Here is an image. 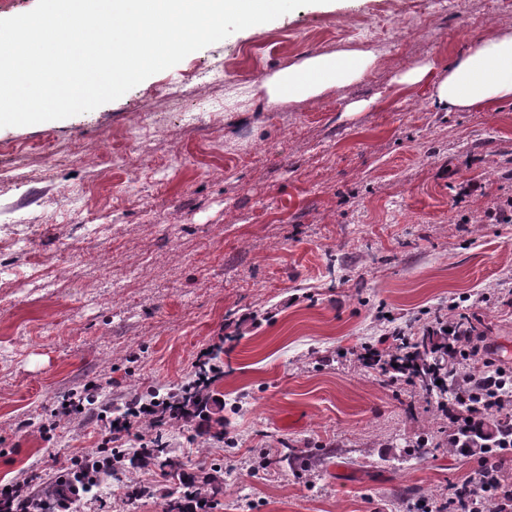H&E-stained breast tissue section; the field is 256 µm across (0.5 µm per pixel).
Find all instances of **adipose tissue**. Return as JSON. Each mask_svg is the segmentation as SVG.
I'll list each match as a JSON object with an SVG mask.
<instances>
[{"label":"adipose tissue","mask_w":512,"mask_h":512,"mask_svg":"<svg viewBox=\"0 0 512 512\" xmlns=\"http://www.w3.org/2000/svg\"><path fill=\"white\" fill-rule=\"evenodd\" d=\"M375 63L373 52L358 49L313 55L275 73L256 91L272 103L285 97L313 101L329 90L361 81ZM425 81L433 89V103L446 112L490 108L512 100V25L472 45L446 71L437 74L431 63L416 62L399 76L400 84L407 86Z\"/></svg>","instance_id":"ef3b65f1"}]
</instances>
